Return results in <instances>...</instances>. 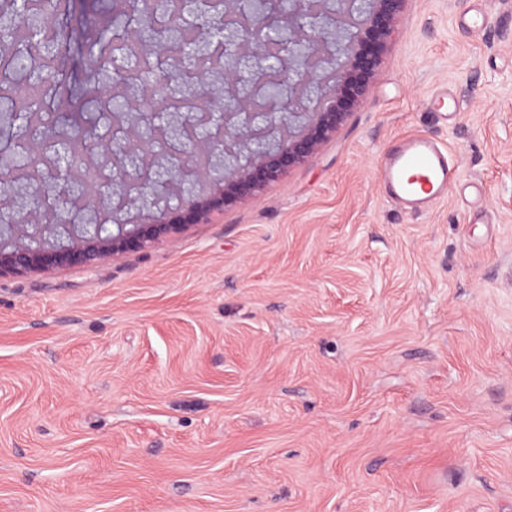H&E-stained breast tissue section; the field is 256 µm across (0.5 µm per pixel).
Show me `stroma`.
<instances>
[{
  "instance_id": "35a3bbf8",
  "label": "stroma",
  "mask_w": 512,
  "mask_h": 512,
  "mask_svg": "<svg viewBox=\"0 0 512 512\" xmlns=\"http://www.w3.org/2000/svg\"><path fill=\"white\" fill-rule=\"evenodd\" d=\"M489 15L475 30L470 17ZM112 35V0H60ZM362 102L255 198L0 276V512H512V0H406ZM70 43L53 110H84ZM441 86L457 110L431 111ZM420 132L431 210L380 162ZM112 223L144 224L125 182ZM380 168L388 197L410 212L431 208L457 178L448 150L424 134L397 140L382 156Z\"/></svg>"
}]
</instances>
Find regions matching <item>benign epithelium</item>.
I'll return each instance as SVG.
<instances>
[{
  "instance_id": "benign-epithelium-1",
  "label": "benign epithelium",
  "mask_w": 512,
  "mask_h": 512,
  "mask_svg": "<svg viewBox=\"0 0 512 512\" xmlns=\"http://www.w3.org/2000/svg\"><path fill=\"white\" fill-rule=\"evenodd\" d=\"M405 0H336L335 13L323 19L302 8L288 14L285 25L300 50L288 58V102L280 105L271 128L288 137L262 136L268 112H255L240 97L237 67L224 66V109L207 112L224 128V157L229 159L214 189L193 191L177 206L161 210L150 224H98L92 230L63 232L57 224H29L35 205L48 194L49 178L26 186L25 204L17 210L9 232L0 235V276L45 270L65 264L89 265L125 252L144 250L195 224H208L213 214L257 197L290 169L312 157L344 124L364 98L387 43L397 31ZM238 55L262 59L266 42L235 36ZM336 57V70L317 75L321 55Z\"/></svg>"
}]
</instances>
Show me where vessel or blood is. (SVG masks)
<instances>
[{"label":"vessel or blood","instance_id":"vessel-or-blood-1","mask_svg":"<svg viewBox=\"0 0 512 512\" xmlns=\"http://www.w3.org/2000/svg\"><path fill=\"white\" fill-rule=\"evenodd\" d=\"M380 168L388 197L410 212L431 208L457 178L447 149L424 134L397 140L384 153Z\"/></svg>","mask_w":512,"mask_h":512}]
</instances>
